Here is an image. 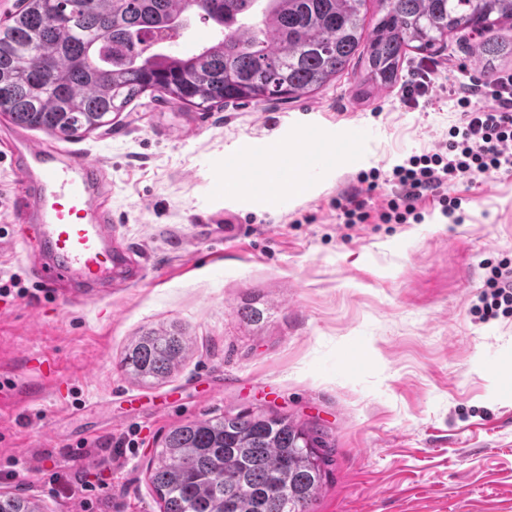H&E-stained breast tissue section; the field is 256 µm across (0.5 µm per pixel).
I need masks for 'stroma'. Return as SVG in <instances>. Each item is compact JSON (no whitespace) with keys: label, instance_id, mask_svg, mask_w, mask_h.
<instances>
[{"label":"stroma","instance_id":"1","mask_svg":"<svg viewBox=\"0 0 512 512\" xmlns=\"http://www.w3.org/2000/svg\"><path fill=\"white\" fill-rule=\"evenodd\" d=\"M478 41L454 32L431 57L408 53L382 86L359 52L297 101L201 112L147 92L79 138L0 114V275L24 289L0 297V378L13 383L0 402V492L83 512L74 477L97 473L110 489L93 512H160L148 466L168 429L250 408L323 431L333 462L311 512H505L512 314L484 322L473 306L488 263L512 261V172L450 184L462 200L452 218L429 195L421 220L380 223L384 183L366 196L369 223L345 228L336 211L360 174L388 175L447 143L454 89L487 81ZM424 65L428 93L404 104ZM310 120L352 126L358 153L332 169L298 161L274 203L227 188L236 153L263 141L297 158ZM31 146L72 167L100 162L96 215L129 279L51 288L30 269L41 243L16 158ZM171 324L187 358L164 382L139 385L122 368L126 346ZM131 435L136 447H124Z\"/></svg>","mask_w":512,"mask_h":512}]
</instances>
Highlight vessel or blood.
<instances>
[{
    "label": "vessel or blood",
    "mask_w": 512,
    "mask_h": 512,
    "mask_svg": "<svg viewBox=\"0 0 512 512\" xmlns=\"http://www.w3.org/2000/svg\"><path fill=\"white\" fill-rule=\"evenodd\" d=\"M328 141L340 159L354 153L358 144L353 132L333 134L319 124L303 129L299 138L300 146L312 154L320 153ZM20 164L31 173L29 198L37 210V232L45 249L44 255L31 260L41 281L50 286L77 277L93 283L110 276L116 256L105 241V228L88 220L96 208L99 162H82L73 173L61 166L56 154L32 148L21 155Z\"/></svg>",
    "instance_id": "obj_1"
}]
</instances>
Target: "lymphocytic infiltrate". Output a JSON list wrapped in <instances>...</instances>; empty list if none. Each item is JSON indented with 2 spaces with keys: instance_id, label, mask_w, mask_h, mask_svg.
Here are the masks:
<instances>
[{
  "instance_id": "f902f5d3",
  "label": "lymphocytic infiltrate",
  "mask_w": 512,
  "mask_h": 512,
  "mask_svg": "<svg viewBox=\"0 0 512 512\" xmlns=\"http://www.w3.org/2000/svg\"><path fill=\"white\" fill-rule=\"evenodd\" d=\"M461 115L448 131L446 150L410 157L394 166L387 177L392 196L379 219L385 224L421 220L417 203L435 195L445 216H452L460 198L449 196L456 180L501 170H512V73L484 85H471L459 93ZM481 320L512 312V262L491 266L477 308Z\"/></svg>"
}]
</instances>
